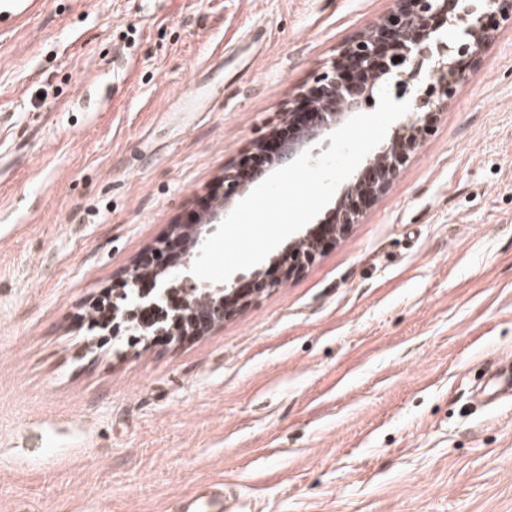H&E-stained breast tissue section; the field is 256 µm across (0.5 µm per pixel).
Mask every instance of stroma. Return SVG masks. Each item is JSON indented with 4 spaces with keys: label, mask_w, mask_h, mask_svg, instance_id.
<instances>
[{
    "label": "stroma",
    "mask_w": 512,
    "mask_h": 512,
    "mask_svg": "<svg viewBox=\"0 0 512 512\" xmlns=\"http://www.w3.org/2000/svg\"><path fill=\"white\" fill-rule=\"evenodd\" d=\"M396 8L0 0V512H512V400L474 398L512 357V17L301 274L178 343L84 326ZM233 500L232 493L215 488L207 499L197 501L192 512H237L236 508H231L230 503L233 504Z\"/></svg>",
    "instance_id": "1"
}]
</instances>
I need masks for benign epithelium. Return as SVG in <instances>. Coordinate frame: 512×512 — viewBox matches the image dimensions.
I'll return each mask as SVG.
<instances>
[{"label":"benign epithelium","mask_w":512,"mask_h":512,"mask_svg":"<svg viewBox=\"0 0 512 512\" xmlns=\"http://www.w3.org/2000/svg\"><path fill=\"white\" fill-rule=\"evenodd\" d=\"M397 9L382 20L367 37L355 39L339 54L332 74L321 76L311 95L322 105L304 113L301 122L279 140L271 163L278 164L299 153L312 141L326 135L349 114L360 110L374 86L394 79L402 86L412 82L425 86L412 104L411 112L393 131L389 144L371 156L346 184L330 218L307 228L288 242L274 259L285 262L283 273L272 278L257 268L223 284H198L190 267L208 235L217 231L224 209L246 188L266 178L268 168L252 169L247 181L238 173H224V205L199 222L175 233L177 253H155L150 268L137 265L119 278L112 294V335L136 336L140 311L155 312L161 336H201L220 326L248 302L280 286L312 263L328 243L338 239L355 223L373 197L396 178L401 166L422 142L439 106L458 90L456 74L467 68L489 34L496 14L512 11V0H397ZM455 27L466 37L456 52L444 56V30ZM184 291V306L173 308L170 298Z\"/></svg>","instance_id":"7a95c632"}]
</instances>
